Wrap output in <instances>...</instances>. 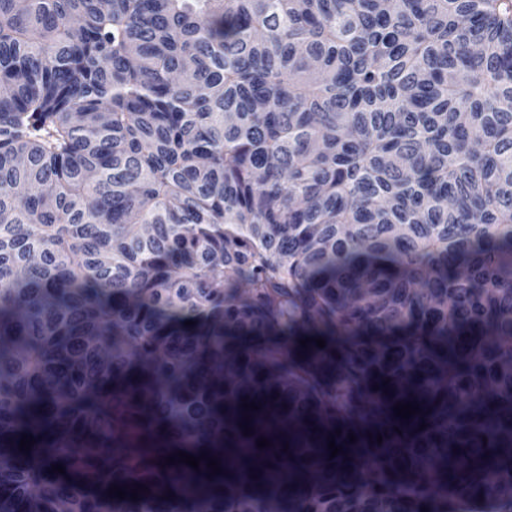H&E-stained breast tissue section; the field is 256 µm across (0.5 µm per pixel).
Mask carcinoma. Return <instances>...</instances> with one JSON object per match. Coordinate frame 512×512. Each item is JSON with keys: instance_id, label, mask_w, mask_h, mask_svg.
Here are the masks:
<instances>
[{"instance_id": "1", "label": "carcinoma", "mask_w": 512, "mask_h": 512, "mask_svg": "<svg viewBox=\"0 0 512 512\" xmlns=\"http://www.w3.org/2000/svg\"><path fill=\"white\" fill-rule=\"evenodd\" d=\"M460 495L512 512V0H0V512Z\"/></svg>"}]
</instances>
